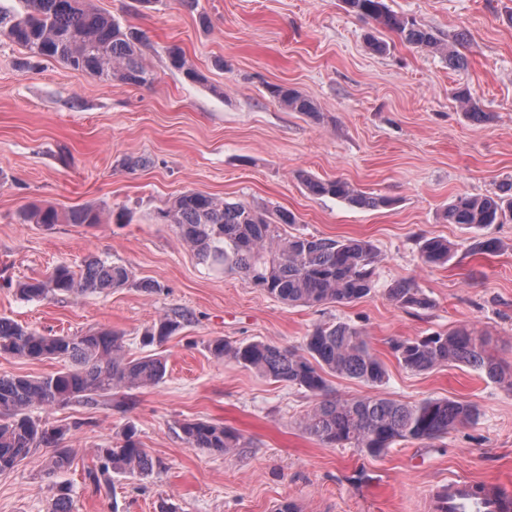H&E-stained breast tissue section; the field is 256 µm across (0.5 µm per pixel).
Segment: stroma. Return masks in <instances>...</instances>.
I'll list each match as a JSON object with an SVG mask.
<instances>
[{"instance_id":"35a3bbf8","label":"stroma","mask_w":512,"mask_h":512,"mask_svg":"<svg viewBox=\"0 0 512 512\" xmlns=\"http://www.w3.org/2000/svg\"><path fill=\"white\" fill-rule=\"evenodd\" d=\"M441 40L464 33L469 64L450 69L438 55L384 33L386 53L365 43L375 24L342 0H93L135 27L154 74L132 86L77 72L52 59L25 68L27 51L0 39V317L42 333L107 327L129 356L167 361L160 384L39 411L65 431L68 470L48 475L51 449L38 448L0 474V512H48L59 486L74 512H431L449 479L512 484V392L464 366L425 374L392 356L394 338L465 327L490 339L512 372V221L467 229L444 220L458 194L486 196L512 180V0H386ZM180 46L202 74L187 80L165 49ZM313 99L319 118L294 112L268 88ZM467 87L489 113L477 124L453 94ZM149 166L127 169V159ZM342 178L390 199L354 208L307 193L297 174ZM184 191L275 211L297 221L281 234L371 241L382 261L375 288L349 304L291 307L235 273L203 263L174 225L157 217ZM32 203L59 213L90 206L98 224L46 226L21 220ZM425 237L454 246L448 264L420 258ZM495 241L491 253L477 243ZM97 257L126 266V287L43 300L17 285L61 263ZM409 278L431 300L425 311L388 300ZM180 328L144 345L163 318ZM345 321L364 329L388 377L379 394L404 402L449 398L479 410L471 424L432 441L399 443L381 457L332 448L304 434L311 397L285 382L215 360L210 341H268L300 347L314 325ZM224 423L241 437L219 455L189 447L179 425ZM150 452L147 475L102 471L96 449L126 430Z\"/></svg>"}]
</instances>
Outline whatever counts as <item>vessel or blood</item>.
Instances as JSON below:
<instances>
[{
  "instance_id": "1",
  "label": "vessel or blood",
  "mask_w": 512,
  "mask_h": 512,
  "mask_svg": "<svg viewBox=\"0 0 512 512\" xmlns=\"http://www.w3.org/2000/svg\"><path fill=\"white\" fill-rule=\"evenodd\" d=\"M433 508L435 512H512V495L496 484L479 487L457 478L440 491Z\"/></svg>"
}]
</instances>
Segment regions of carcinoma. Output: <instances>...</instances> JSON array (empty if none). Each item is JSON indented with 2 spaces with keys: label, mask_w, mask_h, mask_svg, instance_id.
<instances>
[{
  "label": "carcinoma",
  "mask_w": 512,
  "mask_h": 512,
  "mask_svg": "<svg viewBox=\"0 0 512 512\" xmlns=\"http://www.w3.org/2000/svg\"><path fill=\"white\" fill-rule=\"evenodd\" d=\"M19 11L0 9V38L25 48L30 56L57 60L74 71L112 79L127 85H145L153 74L141 53V34L119 18L93 5L92 0H20ZM348 11L396 33L405 43L436 52L448 59V67L461 69L467 58L444 44L432 30L391 11L385 0H342ZM171 68L191 81L202 76L177 46L167 48ZM269 94L289 110L318 116L313 100L293 88L272 86ZM466 118L489 120L467 88L456 92ZM298 178L314 197H332L357 208L387 207L383 196H371L341 179L324 180L306 172ZM493 196L457 195L444 217L450 224L480 229L512 218V182ZM24 220L55 224L53 208L30 206ZM175 225L181 238L197 256L212 267L235 271L254 288L290 306L346 304L367 296L374 285L380 262L375 245L365 239L335 240L295 234L281 237L279 225L295 224L294 214L278 210L258 211L210 195L185 191L159 213ZM71 224H97L99 214L87 207L67 214ZM426 265L445 264L452 258L448 241L426 237L420 249ZM129 269L120 264L90 258L75 271L56 266L44 280L19 286L27 299H42L56 293H93L124 287ZM392 303L401 308L428 309L431 301L412 281H397L387 290ZM180 323L161 320L144 337V344L162 343ZM488 339L465 327L415 339H392L390 349L400 365L415 373H427L446 365L465 366L512 391V376L488 353ZM208 351L218 361H235L263 377L288 382L305 390L313 404L302 417L303 431L325 446L355 448L369 457H379L400 442L435 440L476 420L478 411L468 401L425 398L402 402L378 394L354 398L335 396L330 378L354 379L370 388L387 377L385 363L375 354L368 336L349 322L318 324L305 336L300 349H288L266 341L230 342L215 339ZM19 359H68L73 368L39 378L0 376V473L13 470L36 448L53 449L48 473L71 464L69 449L59 447L63 433L48 429L34 418V409H51L78 401L94 405L97 398L124 389L151 387L166 375V361L153 355L129 358L123 336L98 329L73 335H52L25 328L0 317V354ZM191 448H206L224 454L241 444V435L222 424L189 420L180 425ZM103 467L118 473L145 474L153 459L134 440L99 448Z\"/></svg>",
  "instance_id": "cac0c4a2"
}]
</instances>
